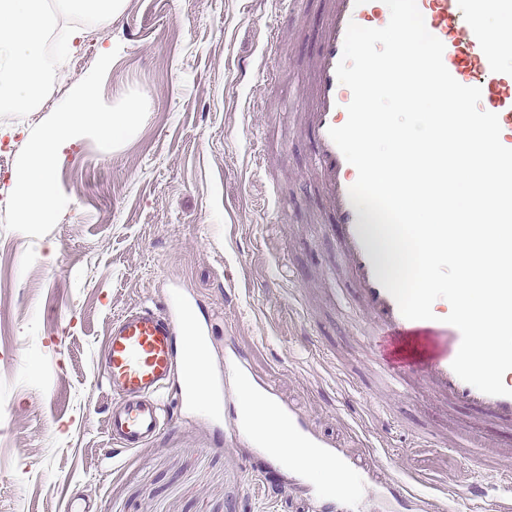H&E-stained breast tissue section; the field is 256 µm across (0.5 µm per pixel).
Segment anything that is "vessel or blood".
<instances>
[{
	"mask_svg": "<svg viewBox=\"0 0 512 512\" xmlns=\"http://www.w3.org/2000/svg\"><path fill=\"white\" fill-rule=\"evenodd\" d=\"M488 0H417L427 29L444 44L443 62L461 84L476 86L505 133L500 140L512 148V68L479 30ZM390 11L384 0H326L324 19L309 77V104L305 125L324 199V214L338 244L352 293L366 320L372 345L373 369L389 390L421 384L433 397L453 407L470 410L503 431H512V381L507 396H491L462 381L451 364L461 343L460 331L437 320L405 319L394 298L378 280L380 263L366 230V220L351 204L349 189L357 179L328 134L347 120L350 89L339 83L336 69L342 58L349 22L384 27ZM209 330L195 304L174 297L163 306L138 305L115 318L105 341L103 367L120 403L113 408L108 431L114 445L133 450L146 447L169 421L160 401L171 383H178L186 402L200 389L211 388L199 371L208 361ZM279 433L298 439L323 466L335 464L340 453L314 433L286 406H278ZM252 420L240 408L220 434L236 442L249 432ZM385 512L411 506L424 512L425 498L410 493L396 480L385 479L372 489Z\"/></svg>",
	"mask_w": 512,
	"mask_h": 512,
	"instance_id": "1",
	"label": "vessel or blood"
}]
</instances>
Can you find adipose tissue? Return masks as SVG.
I'll use <instances>...</instances> for the list:
<instances>
[{"label":"adipose tissue","mask_w":512,"mask_h":512,"mask_svg":"<svg viewBox=\"0 0 512 512\" xmlns=\"http://www.w3.org/2000/svg\"><path fill=\"white\" fill-rule=\"evenodd\" d=\"M47 18L40 0H0V111L32 104L51 67L44 51Z\"/></svg>","instance_id":"obj_1"}]
</instances>
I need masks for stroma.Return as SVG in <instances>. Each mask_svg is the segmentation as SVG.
Returning a JSON list of instances; mask_svg holds the SVG:
<instances>
[{
  "mask_svg": "<svg viewBox=\"0 0 512 512\" xmlns=\"http://www.w3.org/2000/svg\"><path fill=\"white\" fill-rule=\"evenodd\" d=\"M324 0H125L84 19L29 111L0 112V196L11 193L31 128L116 51L107 104L140 90L148 114L123 146L77 137L59 152L69 203L50 233L5 229L0 209V512H312L323 484L287 470L274 493L249 463L255 446L218 439L210 411H177L147 447L115 449L117 397L102 367L115 317L173 288L209 311L208 372L237 395L224 355L248 350L256 375L352 457L430 500L431 512H473L469 488L512 504L459 433L501 442L413 386L387 390L374 372L367 326L336 241L324 224L301 122ZM275 42H268L270 30ZM268 56L269 69L255 64ZM333 341L316 355L314 341Z\"/></svg>",
  "mask_w": 512,
  "mask_h": 512,
  "instance_id": "35a3bbf8",
  "label": "stroma"
}]
</instances>
